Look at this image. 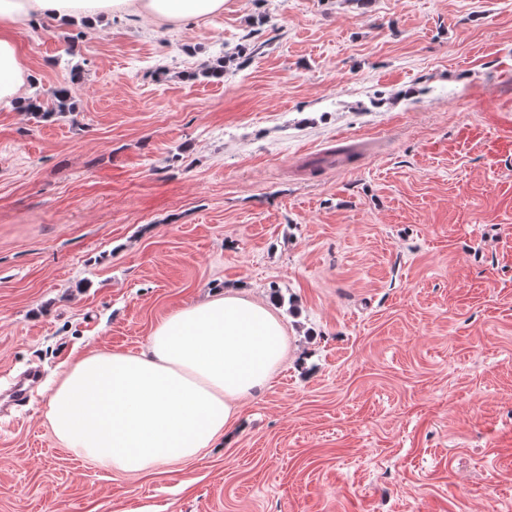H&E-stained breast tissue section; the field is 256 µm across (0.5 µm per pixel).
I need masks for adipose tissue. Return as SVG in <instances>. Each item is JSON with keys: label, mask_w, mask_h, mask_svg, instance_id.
<instances>
[{"label": "adipose tissue", "mask_w": 512, "mask_h": 512, "mask_svg": "<svg viewBox=\"0 0 512 512\" xmlns=\"http://www.w3.org/2000/svg\"><path fill=\"white\" fill-rule=\"evenodd\" d=\"M223 10L224 0H0V103L22 105L30 77L16 27L44 17L95 26L123 14L177 26ZM285 352L267 306L220 291L162 319L144 352L74 360L50 391L48 421L64 447L122 473L180 463L223 438Z\"/></svg>", "instance_id": "1"}]
</instances>
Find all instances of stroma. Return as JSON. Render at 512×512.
Masks as SVG:
<instances>
[{
    "label": "stroma",
    "mask_w": 512,
    "mask_h": 512,
    "mask_svg": "<svg viewBox=\"0 0 512 512\" xmlns=\"http://www.w3.org/2000/svg\"><path fill=\"white\" fill-rule=\"evenodd\" d=\"M15 38L74 110L0 104V392L43 377L0 409V512H512V0ZM218 288L288 349L217 447L129 477L58 444L66 363ZM53 98L55 106L52 108H43L41 103L38 101V96L34 98H29L27 100V104L24 107L28 112H34L37 114H41L42 116L51 117L55 114H62L66 112H71L69 108V101L71 98L70 88L67 86H58L53 91ZM39 379L40 374L37 369H32L19 377L13 385L9 399L6 402L7 405L16 408L24 406L30 396V393L38 384Z\"/></svg>",
    "instance_id": "stroma-1"
}]
</instances>
